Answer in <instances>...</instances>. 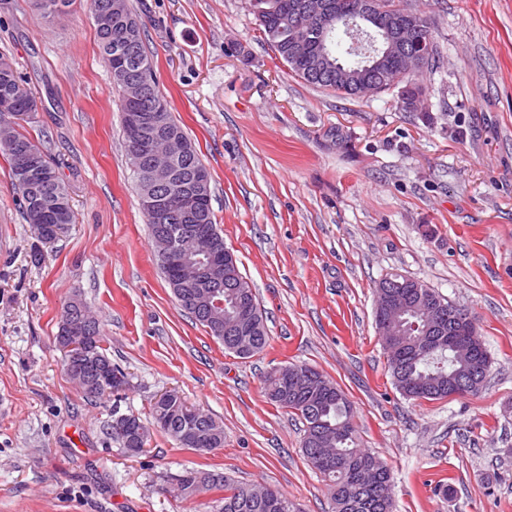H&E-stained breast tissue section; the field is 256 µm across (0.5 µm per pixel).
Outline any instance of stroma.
<instances>
[{
	"mask_svg": "<svg viewBox=\"0 0 512 512\" xmlns=\"http://www.w3.org/2000/svg\"><path fill=\"white\" fill-rule=\"evenodd\" d=\"M127 3L269 341L246 359L226 352L165 282L90 0L63 14L0 0V56L36 94L25 130L75 214L38 246L0 158V512H206L166 491L192 467L331 512L302 422L264 391L289 363L345 392L362 448L391 469L394 512H512V0H417L440 47L417 79L419 113L393 91L342 98L295 76L248 0ZM390 272L475 316L492 359L480 394L415 402L394 389L374 319ZM74 298L127 375L119 397L88 401L65 370L55 337ZM170 390L223 423V448L155 431L130 456L112 440L113 408L146 421Z\"/></svg>",
	"mask_w": 512,
	"mask_h": 512,
	"instance_id": "stroma-1",
	"label": "stroma"
}]
</instances>
